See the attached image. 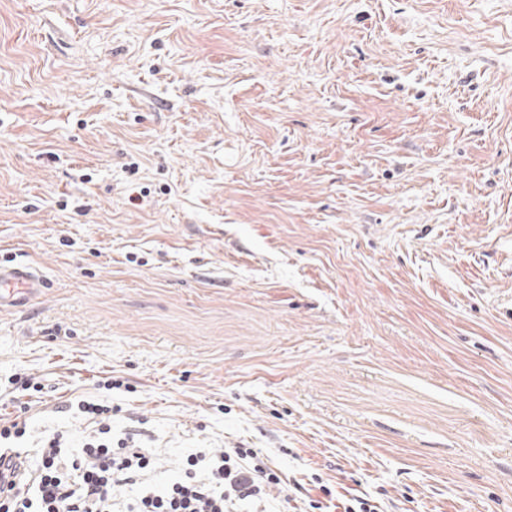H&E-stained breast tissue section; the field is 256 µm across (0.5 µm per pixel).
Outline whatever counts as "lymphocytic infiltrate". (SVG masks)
Masks as SVG:
<instances>
[{"mask_svg": "<svg viewBox=\"0 0 512 512\" xmlns=\"http://www.w3.org/2000/svg\"><path fill=\"white\" fill-rule=\"evenodd\" d=\"M81 412L102 422V438L84 442L79 454L66 455L59 440L42 449L34 470H26L17 449L0 448V460L11 457L0 474V512H112L116 488L132 486L148 472L147 449L126 447L113 451L110 433L112 409L81 401ZM273 473L246 463L228 465L219 460L204 478L173 482L159 491L131 497L126 512H227L231 499L258 497L263 484L274 483Z\"/></svg>", "mask_w": 512, "mask_h": 512, "instance_id": "f902f5d3", "label": "lymphocytic infiltrate"}]
</instances>
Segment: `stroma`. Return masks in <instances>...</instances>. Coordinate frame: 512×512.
Here are the masks:
<instances>
[{
    "instance_id": "1",
    "label": "stroma",
    "mask_w": 512,
    "mask_h": 512,
    "mask_svg": "<svg viewBox=\"0 0 512 512\" xmlns=\"http://www.w3.org/2000/svg\"><path fill=\"white\" fill-rule=\"evenodd\" d=\"M0 415L209 450L238 512H512V0H0ZM295 503H286V496ZM43 283L40 273L28 264L0 266V310L22 308L41 291Z\"/></svg>"
}]
</instances>
